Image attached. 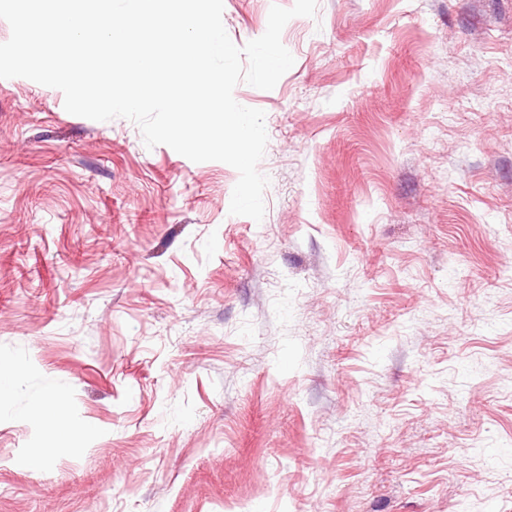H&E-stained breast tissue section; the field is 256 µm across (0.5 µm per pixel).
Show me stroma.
Wrapping results in <instances>:
<instances>
[{
    "label": "stroma",
    "mask_w": 512,
    "mask_h": 512,
    "mask_svg": "<svg viewBox=\"0 0 512 512\" xmlns=\"http://www.w3.org/2000/svg\"><path fill=\"white\" fill-rule=\"evenodd\" d=\"M274 4L224 0L234 44ZM281 40L234 89L259 222L230 165L0 79V512H512V0Z\"/></svg>",
    "instance_id": "1"
}]
</instances>
